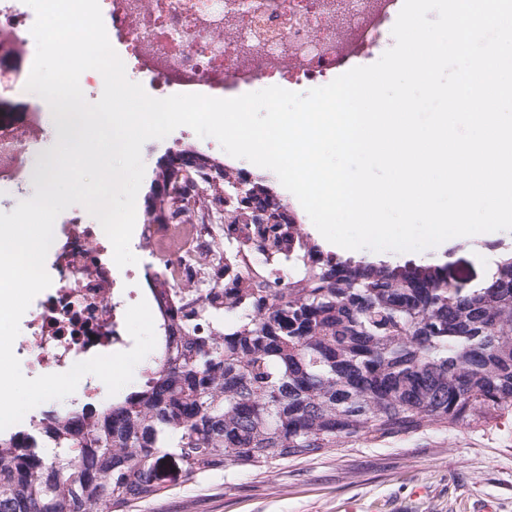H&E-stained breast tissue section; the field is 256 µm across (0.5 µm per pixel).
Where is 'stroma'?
<instances>
[{
	"label": "stroma",
	"mask_w": 512,
	"mask_h": 512,
	"mask_svg": "<svg viewBox=\"0 0 512 512\" xmlns=\"http://www.w3.org/2000/svg\"><path fill=\"white\" fill-rule=\"evenodd\" d=\"M512 248V231L470 247L448 240L423 253L368 251L390 265H447L486 282L487 254ZM512 512V415L411 437L358 441L342 452L291 458L262 467L225 466L170 483L165 494L131 512Z\"/></svg>",
	"instance_id": "obj_1"
}]
</instances>
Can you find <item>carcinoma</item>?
Listing matches in <instances>:
<instances>
[{"instance_id":"obj_1","label":"carcinoma","mask_w":512,"mask_h":512,"mask_svg":"<svg viewBox=\"0 0 512 512\" xmlns=\"http://www.w3.org/2000/svg\"><path fill=\"white\" fill-rule=\"evenodd\" d=\"M194 305L155 288L162 336L142 383L94 416L0 433V512H126L182 476L259 466L512 412V251L489 284L445 265L326 252L299 224H229Z\"/></svg>"}]
</instances>
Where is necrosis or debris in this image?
I'll return each mask as SVG.
<instances>
[{
	"label": "necrosis or debris",
	"instance_id": "obj_1",
	"mask_svg": "<svg viewBox=\"0 0 512 512\" xmlns=\"http://www.w3.org/2000/svg\"><path fill=\"white\" fill-rule=\"evenodd\" d=\"M99 0L109 41L125 66L152 97L198 93L233 98L266 82L314 85L363 65L390 41L403 0ZM36 16L24 0H0V187L15 188L32 176L33 148L20 139L17 122L33 137L45 130L40 112L16 117L6 109L21 102L35 58L19 54L34 45ZM261 65H254V57ZM292 58L295 70L283 68ZM219 225L191 226L189 244L163 250L153 275L180 288L200 289L213 280L196 252L215 243ZM45 269L51 286L33 300L20 326L15 353L44 373L69 370L98 354L128 347L125 313L144 292L141 273L117 267L100 223L81 208L56 225Z\"/></svg>",
	"mask_w": 512,
	"mask_h": 512
}]
</instances>
